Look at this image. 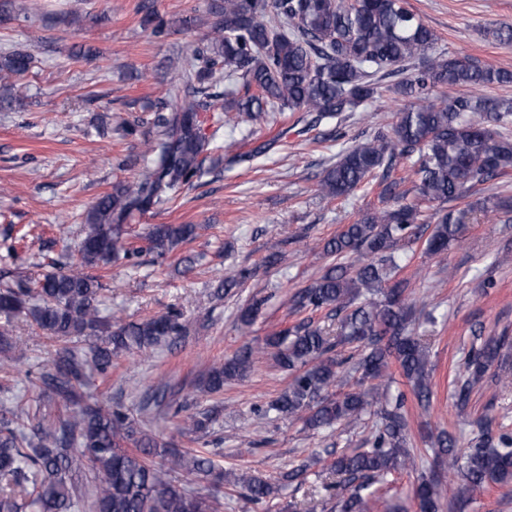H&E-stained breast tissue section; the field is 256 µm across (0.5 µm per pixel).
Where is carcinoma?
<instances>
[{"instance_id": "1", "label": "carcinoma", "mask_w": 512, "mask_h": 512, "mask_svg": "<svg viewBox=\"0 0 512 512\" xmlns=\"http://www.w3.org/2000/svg\"><path fill=\"white\" fill-rule=\"evenodd\" d=\"M214 21L178 69L176 82L161 101L156 138L145 143L143 167L131 181H120L91 205L83 218L79 264L48 271L32 288L23 281L0 289V363L17 360L11 320L23 316L57 344L52 371L36 378L61 404L57 418L37 420L17 432L18 414L0 408V512H75L88 501L91 512H211L214 496L172 483L174 473L211 482L219 489L226 472L202 450L181 451L162 438L136 437L135 422L83 391L88 370L106 375L120 355L170 344L186 333L181 314L168 311L137 322L113 325L99 315L101 285L85 267H105L135 253L128 243V220L175 197L199 175L208 146L201 113L224 101V124L234 128L271 112H308L312 123L357 112L385 92L413 99L394 114L387 128L343 149L326 169L320 191L341 199L376 179L383 194L398 183L388 177L409 163L416 180L413 199L364 212L325 243L338 262L289 300L294 314L327 311L339 332L331 337L310 318L266 337L276 360L292 378L270 409L312 430L352 425L378 416L371 447L342 454L330 464L336 490L334 512H372L375 502L362 494L370 484L411 468L416 448L404 412L405 394L389 397V367L397 362L419 403L429 402L426 346L414 335L409 282L396 278V250L420 238L433 224L426 253L441 254L465 229L463 213L443 205L464 200L478 187L512 168V99L487 97L480 89L512 84V70L493 68L472 57L436 52L433 30L408 9L405 0H211ZM144 21L157 38L171 22L153 10ZM32 56L14 51L0 59V105L11 100L10 79L24 75ZM418 62L405 74L404 63ZM242 80L237 91L219 93L216 70ZM248 152L239 142L225 145L232 161H250L266 152ZM204 224H151L145 239L158 261L201 236ZM512 343L507 333L488 337L469 355L467 379L457 392L465 404L472 388ZM339 344L358 353L339 358ZM255 350L246 343L213 366L203 391L218 394L224 383L252 369ZM351 388L330 389L344 377ZM182 411L176 394L165 389L147 396L145 406ZM210 417L188 415L177 432L205 431ZM436 465L462 474L470 493L512 483V436L485 428L474 447H457L446 433L432 448ZM251 500L274 497L277 487L260 477L238 478ZM442 478L421 476L412 488L414 512H441Z\"/></svg>"}]
</instances>
